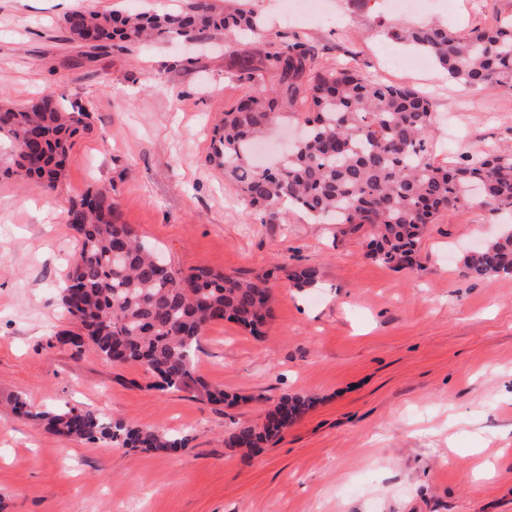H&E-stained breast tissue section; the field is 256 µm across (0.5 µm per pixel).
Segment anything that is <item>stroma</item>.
<instances>
[{
  "label": "stroma",
  "instance_id": "stroma-1",
  "mask_svg": "<svg viewBox=\"0 0 512 512\" xmlns=\"http://www.w3.org/2000/svg\"><path fill=\"white\" fill-rule=\"evenodd\" d=\"M178 2L0 0V101L53 89L92 107L56 191L0 175V512H512V276L475 279L462 262L512 219L448 211L420 241L421 270L396 269L369 257L366 230L297 210L263 222L208 162L215 125L253 90L234 76L240 62L282 37L312 46L321 64L354 59L425 92L441 117L436 162L512 150V92L467 87L434 63L392 67L388 51L406 47L383 33L433 20L464 35L512 21V0H435L400 16L383 0H320L338 25L288 19L286 0H248L260 38L205 33L100 54L63 25L80 6ZM101 186L172 266L268 278L277 303L263 335L224 321L200 338L196 371L230 405L157 391L143 367L57 341L72 326L59 290L78 253L66 210ZM298 265L318 268L315 286H290ZM286 393L316 402L255 454L225 446ZM17 394L189 443L145 452L56 437L15 415Z\"/></svg>",
  "mask_w": 512,
  "mask_h": 512
}]
</instances>
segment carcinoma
<instances>
[{
  "mask_svg": "<svg viewBox=\"0 0 512 512\" xmlns=\"http://www.w3.org/2000/svg\"><path fill=\"white\" fill-rule=\"evenodd\" d=\"M245 0H183L162 14L79 7L64 18L73 41L93 34L110 49L126 50L154 36L187 37L230 32L242 40L260 24ZM390 36L428 55L452 79L476 88L512 90V24L476 29L460 37L441 24L398 28ZM261 64L273 70L293 101L309 94L312 111L291 112L304 137L277 164H253V142L280 119L264 88L224 112L215 127L209 162L224 170L252 207L271 223L294 207L317 220L372 228L371 258L396 268H419L416 249L426 226L448 209L477 203L491 212H512V155L482 151L445 166L435 164L436 117L419 91L389 84L356 66L326 67L301 41L266 42ZM90 112L49 90L31 103L0 105V138L6 139L3 172L57 188L72 139L87 129ZM67 224L79 242L60 302L78 332L64 331L80 350L90 345L118 365H138L162 382L159 391L193 389L210 404L228 400L224 389L196 376L195 357L205 327L238 324L254 335L272 317L273 294L264 279H243L199 267L189 273L163 262L132 225L120 221L119 203L105 188L71 202ZM473 278L512 274V230L463 256ZM313 266L293 268L295 288L316 284ZM314 399L280 397L260 424L243 423L224 443L254 451L271 442L305 413ZM13 410L71 440L108 439L133 450L183 448L188 438L105 419L87 408L38 410L17 396Z\"/></svg>",
  "mask_w": 512,
  "mask_h": 512,
  "instance_id": "cac0c4a2",
  "label": "carcinoma"
}]
</instances>
